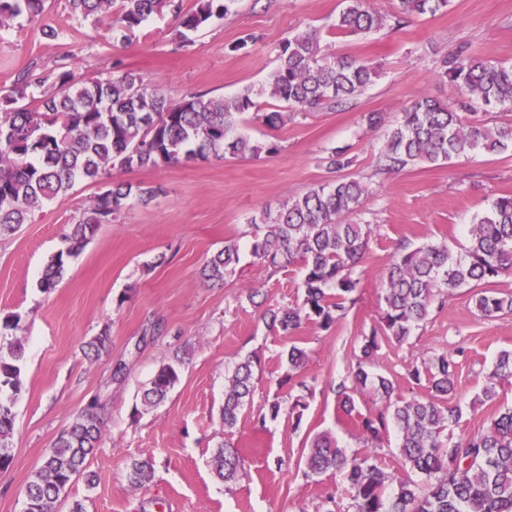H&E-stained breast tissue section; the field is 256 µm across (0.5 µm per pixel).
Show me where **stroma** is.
Here are the masks:
<instances>
[{"instance_id": "stroma-1", "label": "stroma", "mask_w": 512, "mask_h": 512, "mask_svg": "<svg viewBox=\"0 0 512 512\" xmlns=\"http://www.w3.org/2000/svg\"><path fill=\"white\" fill-rule=\"evenodd\" d=\"M343 0H234L223 18L190 33L177 47L172 13L152 16L125 43L113 41L107 24L72 14L67 0H48L39 17L15 19L0 29V91L16 75L73 70L81 78H108L113 63L139 73L172 100L189 93L231 95L263 83L275 67L285 37L317 31L322 49L372 60L379 75L350 105L286 118L270 129L252 121L239 132L279 147L274 155L242 160L209 159L154 169H112L109 180L76 182L47 202L27 224L0 237V317L20 318L16 332L0 333V349L14 341L25 347L24 387L14 412V460L0 471V512H22V489L45 448L92 398L104 405L103 437L87 459L93 485L77 480L57 512L79 500L86 512H320L327 498L349 499L340 474L308 478L303 458L312 438L331 433L347 453L369 456L384 471L402 475L390 428L380 447L363 443L353 418L336 407L334 384L357 363L359 345L382 312L380 271L399 243L446 241L453 250L467 244V232L492 201L512 194V151L480 153L440 165L422 164L380 173L377 157L401 109L423 94L445 103L455 90L435 75L441 59L461 47L492 62L512 64V0H449L447 10L405 17L400 25L367 36L336 33ZM55 37H46V29ZM254 43L239 48L246 35ZM385 118L369 126V113ZM346 149L351 164L340 176L366 188L359 219L373 227L354 306L330 329L306 321L294 336L270 331L264 309L302 302L301 272L292 265L271 271L251 254L252 218L310 188L334 181L326 158ZM156 188L149 204L130 200L114 223L100 225L72 259L54 292L38 281L64 237L110 182ZM239 247V261L222 281L202 271L225 243ZM258 301H251L252 289ZM474 291L452 290L443 307L409 340H381L372 369L390 377L404 394L415 392L410 362L439 353L459 363L457 401L460 430H485L499 404H512V384L498 403L472 405L501 351L512 350V314L487 319L474 309ZM163 320L160 336L144 335L150 321ZM108 331L111 349L88 359L83 347ZM303 347L308 358L299 373L310 394L301 422L287 414L266 416L273 401L287 402L280 353ZM254 355L255 390L233 440L243 457L236 483L218 480L207 465L223 439L224 371ZM182 361L179 383L168 400L144 408L140 391L159 367ZM121 377H114L115 367ZM265 425H258V418ZM153 467L149 483L127 478L132 462Z\"/></svg>"}]
</instances>
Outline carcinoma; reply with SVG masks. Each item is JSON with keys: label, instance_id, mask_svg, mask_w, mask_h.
<instances>
[{"label": "carcinoma", "instance_id": "cac0c4a2", "mask_svg": "<svg viewBox=\"0 0 512 512\" xmlns=\"http://www.w3.org/2000/svg\"><path fill=\"white\" fill-rule=\"evenodd\" d=\"M231 2L195 0L194 9L185 12L182 0H68L74 14L108 21L112 39L122 43L151 15L165 10L180 19L176 38L187 43V32L224 17ZM448 2L398 0V12L435 14ZM344 3L334 24L338 33L369 34L387 26V16L367 6V0ZM44 8L45 0H0V28L19 17L35 18ZM377 75L376 66L366 58L324 52L315 30L285 38L266 82L230 96L191 93L173 101L129 70L107 79L80 80L69 70L54 75L25 70L8 91L0 93V236L15 233L32 212L66 194L76 182H98L115 167L158 168L228 154L241 159L275 154L276 144L237 132L243 115L250 113L273 129L288 115L351 104ZM437 76L455 87L456 101L444 104L419 95L409 102L387 135L377 158L378 171L440 164L479 151L512 150L511 125L490 128L474 118L481 106L512 111L511 64H492L461 47L440 61ZM49 82L58 87L57 92L30 95V89ZM265 96L283 103L287 111H264L260 99ZM155 194L153 187L121 183L99 194L71 228L66 249L49 259L39 283L42 292L57 288L69 259L83 249L99 225L112 223L131 196L148 202ZM365 194L360 181L342 178L265 214L260 224L251 222L255 258L275 270L298 264L304 272L301 306L267 309L264 318L270 328L290 336L307 320L328 330L355 302L365 275L360 264L371 225L351 216L362 207ZM238 260L237 245H224L206 266L205 277L224 279ZM510 273L512 195L498 197L476 219L461 255L452 254L445 241L413 248L399 244L380 273V321L364 339L356 368L335 393L338 407L349 416L361 397L380 403L372 413L357 414L355 424L374 447L389 425L399 429L398 456L406 477L392 476L368 457L348 455L327 434L312 440L305 475L341 474L352 512H512V405L502 406L487 430L456 437L447 433L461 418L460 406L450 404L457 386L454 356L442 353L409 366L413 383L427 384L425 397H406L391 378L367 370L379 347L378 337L407 341L428 318L436 299L456 288L478 289L475 308L485 318L512 313V296L490 288ZM306 357L296 344L283 352L286 380L293 379ZM254 367V357L246 356L225 374L222 425L227 436L237 430L239 413L252 396ZM23 375L24 347L18 342L8 355L0 354V470L13 462L14 402L22 391ZM179 380L178 365L162 366L143 391V404L160 405ZM505 382L512 383L511 350L501 352L474 401L497 400L498 387ZM102 413L100 401L92 400L45 449L26 483L22 512H56L66 489L85 475L86 460L102 435ZM209 466L220 480L232 482L241 467L239 452L224 440ZM151 474L148 462L130 465L134 484L149 481Z\"/></svg>", "mask_w": 512, "mask_h": 512}]
</instances>
